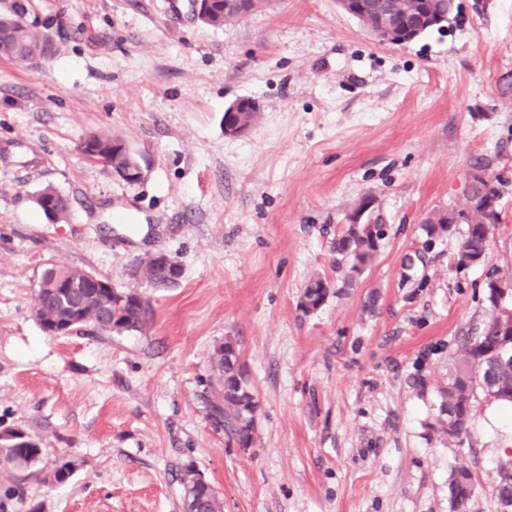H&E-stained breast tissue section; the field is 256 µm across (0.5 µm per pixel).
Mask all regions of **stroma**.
Returning <instances> with one entry per match:
<instances>
[{
	"label": "stroma",
	"instance_id": "1",
	"mask_svg": "<svg viewBox=\"0 0 512 512\" xmlns=\"http://www.w3.org/2000/svg\"><path fill=\"white\" fill-rule=\"evenodd\" d=\"M30 3L55 51L0 58V431L43 453L23 480L0 469V512H181L189 467L224 512H451L462 467L469 512H500L512 410L478 390L462 443L433 424L491 316L488 282L512 280V0H455L443 30L399 45L336 0H263L221 27L192 0ZM239 99L259 116L229 138ZM91 133L123 138L145 178L86 160ZM475 166L499 222L484 261L460 266L466 222L434 240L422 224L465 209ZM48 185L70 196L68 221L37 207ZM368 195L385 238L351 278L330 242ZM157 252L182 267L174 287L130 275ZM53 264L137 289L146 328L46 335L35 294ZM316 276L334 292L306 314ZM227 338L258 404L246 450L204 400ZM449 492L454 512H457V506L460 501L467 500L469 502L474 493V483L467 469L461 468L457 470L449 484Z\"/></svg>",
	"mask_w": 512,
	"mask_h": 512
}]
</instances>
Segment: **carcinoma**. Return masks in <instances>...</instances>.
Here are the masks:
<instances>
[{
	"label": "carcinoma",
	"instance_id": "carcinoma-1",
	"mask_svg": "<svg viewBox=\"0 0 512 512\" xmlns=\"http://www.w3.org/2000/svg\"><path fill=\"white\" fill-rule=\"evenodd\" d=\"M378 9L353 12L351 16L373 32L381 42L403 44L447 24L455 9L454 0H374ZM259 6V0H216L210 13L200 22L220 27L225 22L238 19ZM30 4L27 0H0V47L5 57L18 63L36 61V54L51 40L45 25L38 19H29ZM259 108L249 99H242L233 112L224 113V119L250 127ZM484 172L474 170L468 190L465 191L470 213L438 214L424 222L429 238H441L452 231L458 218L466 220L467 230L456 252L457 264L468 266L480 263L485 257L491 227L499 222L496 208H480V204L498 200L499 194L491 179L483 178ZM42 197L55 200L53 221L68 219L71 208L61 192L46 187ZM384 239L382 225H350L331 241V251L338 256L336 262H347L350 270L368 264L378 253ZM85 272L72 267L53 265L47 268L40 283L49 285L64 278L72 286L83 280ZM332 284L321 277L312 278L301 295L300 309L312 313L319 309L331 294ZM37 293L36 310L46 319L66 321L71 332L81 333L86 327L107 334H123L142 329L147 316V303L134 294V290H120L113 294L105 291L89 297L78 312L71 311L61 300L60 293ZM512 295V289L509 290ZM507 294V295H509ZM507 295L495 286L487 285V301L493 308L491 321L468 337L461 346L456 373L448 384L439 389L440 405L436 423L439 430L450 439H461L468 432L472 421L471 398L474 390L501 403L512 404V303ZM213 379L209 381L210 398L206 399L209 416L215 428L224 431L228 446L250 448L254 444V415L257 403L250 389L245 364L236 344L227 339L217 346L210 356ZM40 446L30 450L21 444H0V463L8 471H22L37 461ZM498 496L502 505L512 504V458L501 463L497 471ZM181 483L197 491L196 512H223V504L213 487L198 479L196 471L186 469ZM452 509L459 502L470 500L474 483L470 472L461 468L449 484Z\"/></svg>",
	"mask_w": 512,
	"mask_h": 512
}]
</instances>
